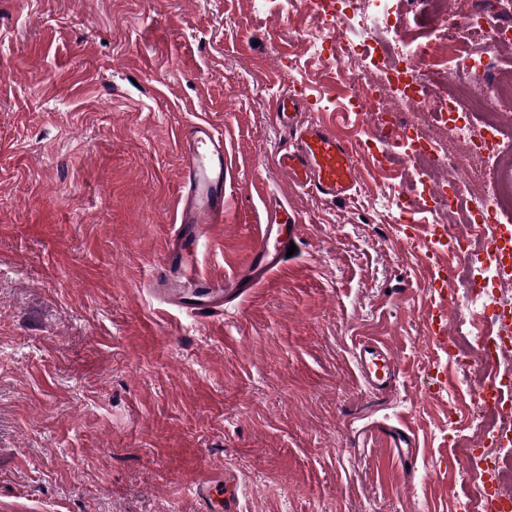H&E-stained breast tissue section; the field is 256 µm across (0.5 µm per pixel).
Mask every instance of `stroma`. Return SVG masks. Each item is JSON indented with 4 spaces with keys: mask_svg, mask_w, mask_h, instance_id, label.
<instances>
[{
    "mask_svg": "<svg viewBox=\"0 0 512 512\" xmlns=\"http://www.w3.org/2000/svg\"><path fill=\"white\" fill-rule=\"evenodd\" d=\"M392 7L382 42L440 24ZM315 24L303 0H0V512H205L201 472L234 484L237 512H461L470 393L430 321L446 310L455 336L473 311L423 270L425 164L358 153V190L336 204L271 166L283 92L374 138ZM200 118L234 177L211 249L185 258L232 275L266 196L300 219L271 283L205 320L148 284L176 218L178 134ZM362 337L397 360L390 388L359 375ZM404 424L409 463L377 437Z\"/></svg>",
    "mask_w": 512,
    "mask_h": 512,
    "instance_id": "35a3bbf8",
    "label": "stroma"
}]
</instances>
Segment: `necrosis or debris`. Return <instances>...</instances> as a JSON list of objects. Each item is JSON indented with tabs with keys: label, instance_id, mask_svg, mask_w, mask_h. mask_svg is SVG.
<instances>
[{
	"label": "necrosis or debris",
	"instance_id": "necrosis-or-debris-1",
	"mask_svg": "<svg viewBox=\"0 0 512 512\" xmlns=\"http://www.w3.org/2000/svg\"><path fill=\"white\" fill-rule=\"evenodd\" d=\"M348 0H320L321 21L313 39L326 62L350 83V103L377 120L390 115L382 105L378 85L366 75V56L376 55L377 67L386 69L390 82L399 85L401 106L417 113L419 123H406L393 143L411 159L425 160L444 169L432 192L429 207L441 220L466 207V220L441 238L463 261L482 256L485 282L475 292L478 300L476 336L483 351L453 346L459 375L481 373L482 384H494L486 397L472 400L470 421L483 434L481 447L470 460L477 475L471 496L474 512H502L512 507V491H502L501 449L512 446V398L503 387L512 371V166H486L512 136V114L485 111L489 100L500 97L497 83L474 90L467 78L476 71L493 73L503 44H512V25L496 24L481 11L464 18L448 15L435 38L412 47L405 57L389 62L387 52L369 45L372 28L387 24L376 12L362 24L349 26Z\"/></svg>",
	"mask_w": 512,
	"mask_h": 512
}]
</instances>
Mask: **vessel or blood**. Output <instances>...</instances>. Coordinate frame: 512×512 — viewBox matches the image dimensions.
<instances>
[{
  "label": "vessel or blood",
  "instance_id": "b4317fda",
  "mask_svg": "<svg viewBox=\"0 0 512 512\" xmlns=\"http://www.w3.org/2000/svg\"><path fill=\"white\" fill-rule=\"evenodd\" d=\"M304 101L282 93L272 103L270 116L286 136L272 158L274 168L290 186L321 200L336 203L357 190L358 170L352 149L336 123L312 122L303 117ZM184 152L183 186L171 238L152 279L158 294L186 315L202 318L223 314L228 297L248 296L253 288L270 283L281 269V252L291 242L288 229L299 226L298 216L279 200L266 207L265 224L257 234L244 268L228 279L205 274L198 263L184 260L186 246H210L209 228L224 221V191L229 174L224 137L206 121L187 125L181 132ZM389 348L378 341L359 345L358 365L370 385L383 387L396 369ZM387 447L398 456L416 446L415 437L401 428L381 430ZM196 490L211 507H232L231 484L203 476Z\"/></svg>",
  "mask_w": 512,
  "mask_h": 512
}]
</instances>
